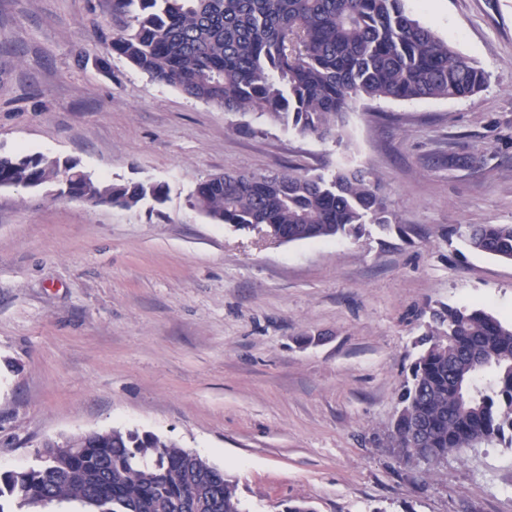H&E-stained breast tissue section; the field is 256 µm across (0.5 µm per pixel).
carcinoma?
<instances>
[{
  "label": "carcinoma",
  "mask_w": 512,
  "mask_h": 512,
  "mask_svg": "<svg viewBox=\"0 0 512 512\" xmlns=\"http://www.w3.org/2000/svg\"><path fill=\"white\" fill-rule=\"evenodd\" d=\"M129 13L112 51L153 79L226 112H257L297 133L340 136L358 99H467L487 74L404 0H115ZM68 165V195L131 208L164 200L161 184H106ZM62 165L37 154L0 156V184L56 183ZM191 204L217 224L263 226L290 242L356 236L392 223L374 175L330 172L228 174L201 181ZM474 249L512 261V224L469 226ZM422 351L389 431L400 458L431 466L460 448L512 447V323L466 306L430 312ZM49 460L0 475V512H242L224 470L150 432H93L80 453L46 448Z\"/></svg>",
  "instance_id": "obj_1"
}]
</instances>
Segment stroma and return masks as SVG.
<instances>
[{"label":"stroma","mask_w":512,"mask_h":512,"mask_svg":"<svg viewBox=\"0 0 512 512\" xmlns=\"http://www.w3.org/2000/svg\"><path fill=\"white\" fill-rule=\"evenodd\" d=\"M406 6L486 87L357 101L334 142L131 67L112 0H0V153L167 188L131 208L0 188V474L119 427L223 468L244 512H512V448L432 471L386 443L429 309L512 322V262L464 238L512 224V0ZM344 162L380 179L387 229L279 242L191 205L216 174Z\"/></svg>","instance_id":"1"}]
</instances>
